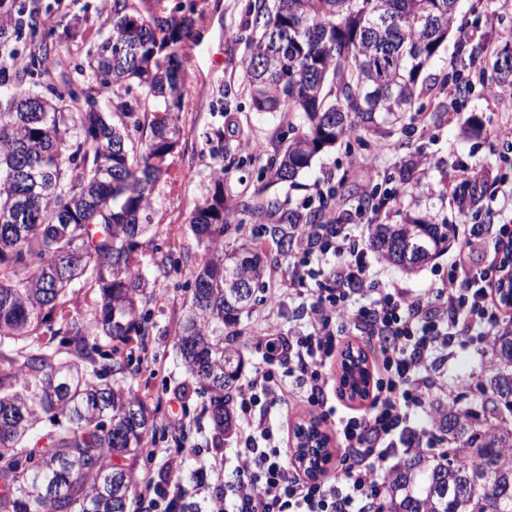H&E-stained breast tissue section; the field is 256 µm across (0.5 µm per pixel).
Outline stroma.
<instances>
[{"label": "stroma", "mask_w": 512, "mask_h": 512, "mask_svg": "<svg viewBox=\"0 0 512 512\" xmlns=\"http://www.w3.org/2000/svg\"><path fill=\"white\" fill-rule=\"evenodd\" d=\"M194 4V36L181 48L190 60L179 114L183 133L165 159L164 173L153 191L152 228L141 238L139 248L144 259L166 257V271L148 274L155 294L146 305V336L118 346L109 342L102 345L114 367L111 380L130 385L155 416L156 431L151 445L156 453L138 457L130 466L137 479L152 480L163 488L168 487L182 463L214 460L225 473H232L242 449L241 416H234L231 433L217 435L208 399L191 392L192 381L174 347L175 332L190 296L187 270L201 258L188 224L210 185L214 161L206 134L214 127L224 129V194L236 205L263 185L262 167L289 137L286 121L252 108L245 68L250 53L245 40L246 0H194ZM40 5L51 8L62 18L83 16L81 35L91 45L100 38L112 0H40ZM509 30L512 0H459L454 29L429 69L431 89L422 98L425 130L417 129L408 135L398 132L364 142L345 140L318 154L295 183L266 187L268 196L284 211L323 208L325 215L351 225L353 234L364 239L370 224H399L406 212L414 210L416 200L422 199L423 194L406 193L399 173L405 165L423 162L421 181L436 191L433 211L447 218L456 231L447 251L412 275L389 264L374 250H367L365 256L377 281L422 293L441 286L447 279L448 266L462 248L465 234L472 229L473 221L460 214L457 198L467 172L482 169L490 184L482 201V213L492 216L493 221L484 225L469 255L470 265H482L493 248L497 225L512 226V210L504 208L500 194L503 180L512 181V140L497 136L500 127L512 122V113L490 95L488 82L474 75L472 66H458L457 59L463 46L474 49L479 58L486 47L502 48L504 34ZM458 68L471 76L474 84L473 93L464 99L449 90L448 76ZM470 117L482 124L481 135L464 133V122ZM325 182L336 187L335 200H327L320 192L319 186ZM373 190L391 197L379 216L360 207L362 194ZM237 218L241 223L240 237L256 239L265 270L270 274L263 288L256 291L254 304L249 314L241 317L233 337L245 361L237 382L242 388L254 365L268 356L264 345L253 338L268 317L267 290L274 282H287L296 268L293 257L281 253L270 236L263 233L265 227L275 224V217L241 212ZM492 359L491 349L473 345L454 357L437 360L432 375L443 378L461 373L476 383ZM177 422L184 424V431L174 430ZM217 437L222 440L218 449L213 446Z\"/></svg>", "instance_id": "35a3bbf8"}]
</instances>
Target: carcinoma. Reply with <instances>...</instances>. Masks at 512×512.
<instances>
[{"label": "carcinoma", "mask_w": 512, "mask_h": 512, "mask_svg": "<svg viewBox=\"0 0 512 512\" xmlns=\"http://www.w3.org/2000/svg\"><path fill=\"white\" fill-rule=\"evenodd\" d=\"M458 0H247L250 54L245 62L253 109L298 131L267 161L269 183L294 182L316 155L361 134L384 137L422 116L424 73L456 20ZM189 9H140L112 0L96 47L76 39L50 9L0 0V512H127L135 489L118 457L143 455L154 416L131 388L97 368L100 341L144 336L150 280L140 239L151 227V191L181 136L179 112L189 60L178 46L193 36ZM63 35H56L58 27ZM80 56L88 80L53 83L51 69ZM112 88L105 116L88 81ZM490 80L512 86V37L496 53ZM152 113L145 123L141 115ZM149 129L144 149L136 134ZM215 165L211 187L189 228L203 261L192 266L186 313L175 336L178 357L198 393L208 396L220 433L233 427L228 391L243 359L224 344V327L251 308L265 267L251 241L224 248L237 209L224 197V128L207 134ZM488 190L483 172L459 190L460 212L478 216ZM254 191L242 209L273 213ZM448 224L426 210L401 224H374L369 245L411 274L448 246ZM97 288L93 319L53 323L81 280ZM65 333L67 355L45 336ZM480 386L481 409L512 412V329L495 337ZM434 423L456 447L435 459L413 452L390 473L380 512H512V427L462 406ZM488 467L489 487L468 481ZM175 512H214L224 502L223 470L180 473Z\"/></svg>", "instance_id": "1"}]
</instances>
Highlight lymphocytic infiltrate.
I'll return each mask as SVG.
<instances>
[{
  "label": "lymphocytic infiltrate",
  "instance_id": "1",
  "mask_svg": "<svg viewBox=\"0 0 512 512\" xmlns=\"http://www.w3.org/2000/svg\"><path fill=\"white\" fill-rule=\"evenodd\" d=\"M291 240L299 265H309L318 252L328 250L336 262L318 272V287L304 307V333L286 336L272 323L260 338L278 366L255 367L236 398L244 415L245 449L229 483L233 512H377L378 478L395 450V438L405 437L408 449H422L424 436L408 433L411 418L457 406L465 386L461 379L451 384L433 379L432 359L473 338L489 345L498 336L505 314L490 286L500 267L492 259L467 270L452 264L447 283L421 297L389 285L377 287L348 225L297 224ZM352 336L369 347L376 372L373 398L357 416L338 413L328 398V365ZM282 368L298 375L300 391L284 388L278 374ZM265 398L318 412L320 421L335 425L339 477H301L287 449L276 444L273 427L252 414Z\"/></svg>",
  "mask_w": 512,
  "mask_h": 512
}]
</instances>
